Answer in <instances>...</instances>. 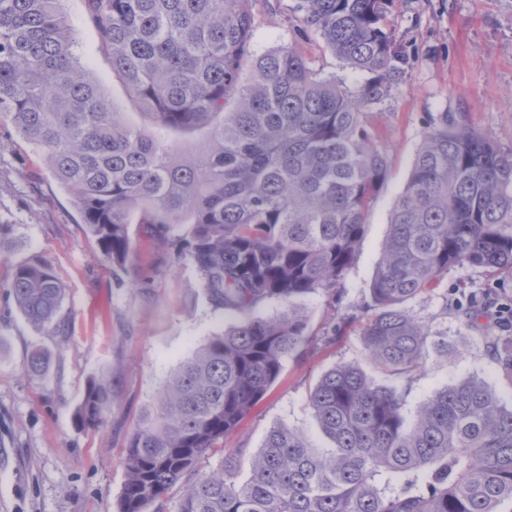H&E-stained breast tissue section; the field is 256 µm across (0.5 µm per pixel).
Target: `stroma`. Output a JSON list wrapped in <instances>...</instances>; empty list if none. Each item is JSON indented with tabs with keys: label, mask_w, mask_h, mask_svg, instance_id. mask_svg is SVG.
Here are the masks:
<instances>
[{
	"label": "stroma",
	"mask_w": 512,
	"mask_h": 512,
	"mask_svg": "<svg viewBox=\"0 0 512 512\" xmlns=\"http://www.w3.org/2000/svg\"><path fill=\"white\" fill-rule=\"evenodd\" d=\"M294 4L251 0L256 49L290 40ZM64 8L82 64L128 123L148 127L113 75L84 0H64ZM390 19L409 65L390 98L370 115L389 176L370 205L356 259L336 293L300 301L308 316L305 344L285 358L280 378L202 462V471L234 457L240 462L237 479L246 481L251 456L276 426L330 447L308 397L338 364L359 363L376 384L404 393L411 417L436 390L469 377L483 380L512 406V382L484 341L499 333L500 319L487 313L470 326L463 315L474 298L490 306L511 300L512 272L456 267L433 292L409 302L433 335L448 339L447 354H431L412 379L383 374L365 356L361 324L390 214L429 126L441 112L462 113L499 148L512 150V0H393ZM0 222L10 225L13 237L11 250L0 253V512H118L130 433L173 370L235 317L215 308L194 267L175 263L172 249L155 240L149 225L132 224L126 268L114 270L43 155L6 119H0ZM32 260L49 264L66 287V337L28 323L6 290L15 266ZM335 324L342 325V335L325 343ZM36 349L51 361L41 376L26 369ZM104 374L115 388L112 409L100 426H81L76 412L87 385Z\"/></svg>",
	"instance_id": "1"
}]
</instances>
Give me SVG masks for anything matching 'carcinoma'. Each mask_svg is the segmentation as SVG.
I'll use <instances>...</instances> for the list:
<instances>
[{
  "mask_svg": "<svg viewBox=\"0 0 512 512\" xmlns=\"http://www.w3.org/2000/svg\"><path fill=\"white\" fill-rule=\"evenodd\" d=\"M62 0H0V119L45 157L87 233L122 269L130 224L151 226L189 262L213 304L239 316L178 366L128 438L120 512H146L176 484L177 512H501L512 503V407L483 381L435 392L413 422L403 395L353 363L326 371L308 407L334 446L274 427L251 457L198 474L279 379L306 339L298 301L334 293L353 265L388 162L367 115L384 104L407 58L389 19L393 0H296L291 42L260 52L250 0H85L112 73L153 124L205 135L174 156L127 124L74 53ZM351 70L348 86L314 70L309 34ZM361 330L383 373L411 379L429 350L448 352L406 303L452 267L512 270V150L443 113L418 151ZM19 311L51 336L63 282L42 261L15 267ZM275 301L268 318L255 308ZM512 381V336H487ZM49 358L35 351L29 372ZM112 378L91 381L80 425L103 423Z\"/></svg>",
  "mask_w": 512,
  "mask_h": 512,
  "instance_id": "obj_1",
  "label": "carcinoma"
}]
</instances>
